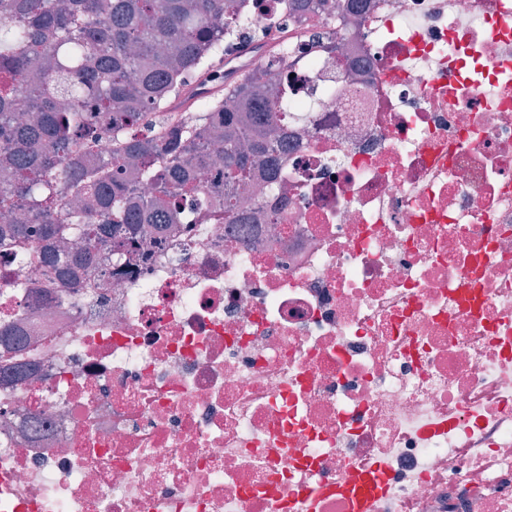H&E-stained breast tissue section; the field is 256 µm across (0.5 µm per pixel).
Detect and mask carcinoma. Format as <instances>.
I'll use <instances>...</instances> for the list:
<instances>
[{"mask_svg": "<svg viewBox=\"0 0 512 512\" xmlns=\"http://www.w3.org/2000/svg\"><path fill=\"white\" fill-rule=\"evenodd\" d=\"M234 0H3L0 3V243L37 234L62 287L103 270L75 237L105 238L112 251L131 255L146 235L163 244L164 227L178 220L183 197L198 190L205 159L195 153L202 137L224 155V179L251 183L277 178L270 138L282 133L266 83L277 66L250 71L224 84V92L193 103L171 125L173 100L189 72L204 76L224 56V13ZM31 75L28 94L37 112L18 118L25 101L15 91ZM249 132L248 145L240 144ZM115 142L112 159L84 163L99 140ZM144 179L152 192L131 195L128 179ZM224 221L243 223L224 186ZM36 207L43 225L33 230L23 211ZM84 215L89 224H75Z\"/></svg>", "mask_w": 512, "mask_h": 512, "instance_id": "1", "label": "carcinoma"}]
</instances>
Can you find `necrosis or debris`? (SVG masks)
<instances>
[{
  "label": "necrosis or debris",
  "mask_w": 512,
  "mask_h": 512,
  "mask_svg": "<svg viewBox=\"0 0 512 512\" xmlns=\"http://www.w3.org/2000/svg\"><path fill=\"white\" fill-rule=\"evenodd\" d=\"M287 49L277 182L60 287L0 245V512H512V0H349L301 20L236 0ZM364 77L350 83L348 60ZM211 192L213 196L222 199V209L217 212H223L224 222H227V224L244 223V216L242 214L243 209H240V205L236 200H234L235 198H224V184L213 186ZM336 491L347 494L353 502L354 512H371L376 499L387 492L380 468L372 467L364 472L352 474Z\"/></svg>",
  "instance_id": "necrosis-or-debris-1"
}]
</instances>
